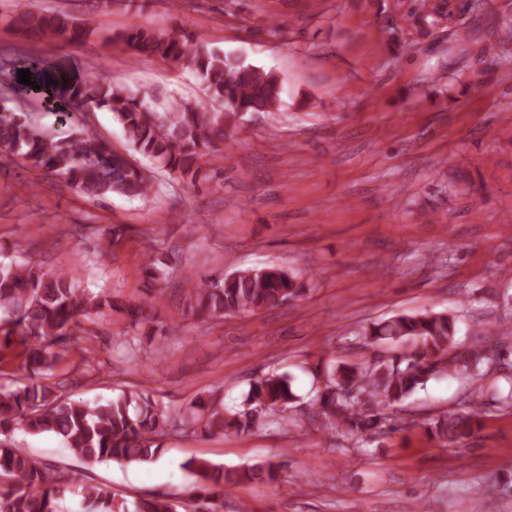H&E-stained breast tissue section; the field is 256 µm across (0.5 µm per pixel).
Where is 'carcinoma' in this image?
<instances>
[{
    "label": "carcinoma",
    "instance_id": "carcinoma-1",
    "mask_svg": "<svg viewBox=\"0 0 512 512\" xmlns=\"http://www.w3.org/2000/svg\"><path fill=\"white\" fill-rule=\"evenodd\" d=\"M93 22L59 11L45 13L35 0L16 6L12 19L27 37L67 41L82 40ZM113 41L123 43L135 58L156 57L192 71L201 79L205 96L193 104L171 101L159 111L145 92L101 77L76 78L63 71L51 75L32 66L35 84L52 79L63 88L56 125L46 127L26 114L0 110L1 166L20 158L91 198L114 193L146 198L153 188L149 177L109 141L87 130V112H111L132 150L181 179L193 180L201 162L217 166L224 161L226 141L251 105L266 112L280 107L282 83L277 74L209 48L189 34L141 26L115 34ZM116 236L114 230L98 238L97 259L112 258ZM168 269L160 257L145 258L142 305L128 311L129 321L117 331L127 347L137 345L140 331L152 324L151 300L162 292ZM183 284L189 310L217 319L277 307L305 291L299 276L278 264L202 277L187 272ZM108 309L124 312L110 296L87 291L73 277L46 273L35 255L21 264H0V351L13 347L24 358L22 381L0 386V512H58V501L73 487L81 488L89 512H178L168 496L139 498L130 505L109 486L84 482L77 470L49 467L8 439L19 426L33 435L61 438L87 464L149 463L164 452L165 433L172 429L203 436L245 435L299 400L292 377L277 372L254 380L237 409L200 398L176 417L143 388L123 389L110 400L94 403L60 395L62 383L51 382L53 372L73 350L90 352L79 343L92 342L96 333L83 323L105 317ZM458 320L447 311L400 313L366 325L365 343L388 345L389 354L371 364L345 361L330 367L324 387L312 399L320 430L337 431L359 444L397 429L390 410L430 381L454 375L483 381L492 370L486 351L499 347L501 340L488 335L476 346H459ZM492 407L512 408V385L492 388L487 401L483 386L475 387L466 392L460 408L428 420L425 431L443 444L458 445L480 428ZM184 467L195 474L188 493L191 512H224L225 486L276 481L281 464L265 461L237 469L189 460Z\"/></svg>",
    "mask_w": 512,
    "mask_h": 512
}]
</instances>
